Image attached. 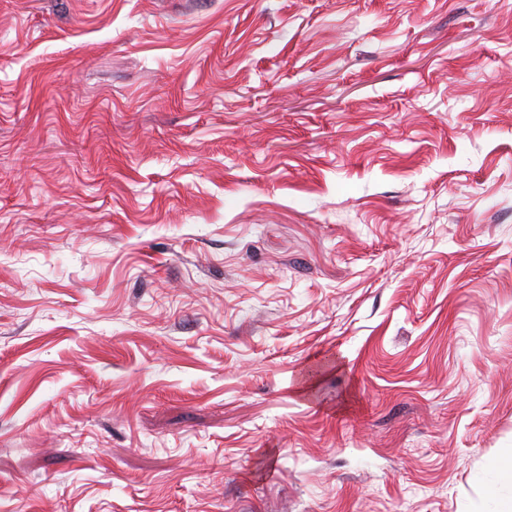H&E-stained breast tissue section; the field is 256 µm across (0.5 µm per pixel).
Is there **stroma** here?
I'll return each instance as SVG.
<instances>
[{
	"label": "stroma",
	"mask_w": 512,
	"mask_h": 512,
	"mask_svg": "<svg viewBox=\"0 0 512 512\" xmlns=\"http://www.w3.org/2000/svg\"><path fill=\"white\" fill-rule=\"evenodd\" d=\"M512 0H0V512H497Z\"/></svg>",
	"instance_id": "35a3bbf8"
}]
</instances>
